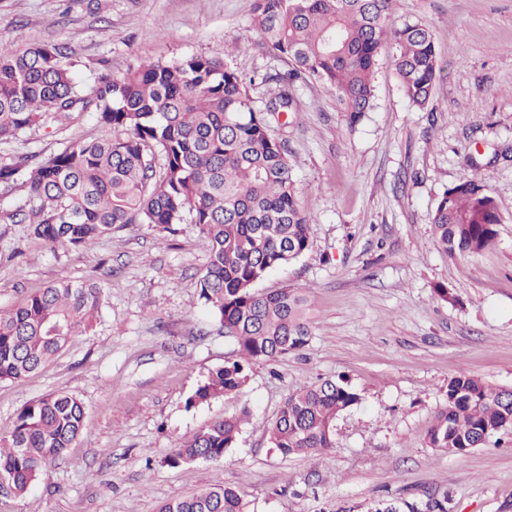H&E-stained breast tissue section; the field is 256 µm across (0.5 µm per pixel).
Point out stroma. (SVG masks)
<instances>
[{"instance_id": "obj_1", "label": "stroma", "mask_w": 512, "mask_h": 512, "mask_svg": "<svg viewBox=\"0 0 512 512\" xmlns=\"http://www.w3.org/2000/svg\"><path fill=\"white\" fill-rule=\"evenodd\" d=\"M255 0H0V40L68 48L84 91L104 71L187 54L221 58L250 82L256 107L289 68L253 23ZM390 21L432 31L441 67L430 108L402 94L390 61L376 99L348 128L332 91L294 82L286 139L296 195L310 203V249L256 284L308 297L309 346L257 361L241 392L188 398L236 357L199 298L208 242L197 225L131 224L78 246H51L4 219L23 182L0 186V311L50 283L102 288L99 316L20 382L0 381V436L28 403L64 391L85 405L82 436L26 493L0 491V512H155L221 481L255 512H372L447 495L448 512H512V434L463 455L430 448L448 381L467 374L512 387V0H392ZM239 51H232V44ZM95 113L46 119L0 141V163L39 160L109 135ZM476 174L495 197L494 246L448 258L432 213L444 190ZM448 289L454 302L442 300ZM342 377L361 394L322 455L283 456L267 429L295 387ZM247 413L218 462L173 467L172 448L212 421Z\"/></svg>"}]
</instances>
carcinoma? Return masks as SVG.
<instances>
[{"label":"carcinoma","instance_id":"obj_1","mask_svg":"<svg viewBox=\"0 0 512 512\" xmlns=\"http://www.w3.org/2000/svg\"><path fill=\"white\" fill-rule=\"evenodd\" d=\"M391 0H255V25L268 47L288 59L282 89L254 106L246 81L223 60L190 54L142 61L125 75L97 77L91 94L75 82L66 47L0 42V140L39 125L93 112L113 131L78 140L34 164L0 165V184L18 179L27 200L7 219L28 224L52 245L78 246L129 224L164 229L185 220L199 226L208 254L197 279L199 298L236 345L237 359L213 371L189 398L195 406L238 393L247 369L305 350L312 337L307 298L298 290L255 285L270 270L310 247L309 204L293 190L285 143L271 117L295 111L288 81L306 77L336 95L349 128L373 107L374 76L385 50L403 95L429 105L440 67L433 34L423 25L390 22ZM500 215L476 175L445 190L433 215L436 243L448 257L476 256L495 241ZM102 291L94 282L58 281L0 314V381L22 380L93 327ZM361 394L343 378L299 385L268 428L284 456L335 447L334 423L359 405ZM85 408L73 394L48 393L25 406L0 437V481L17 495L47 474L82 435ZM243 419L210 423L174 448L168 462H218L234 447ZM512 433V388L479 377L448 379L447 403L427 432L432 448L458 454ZM448 496L405 503L407 512H447ZM157 512H251V503L221 482L163 502Z\"/></svg>","mask_w":512,"mask_h":512}]
</instances>
